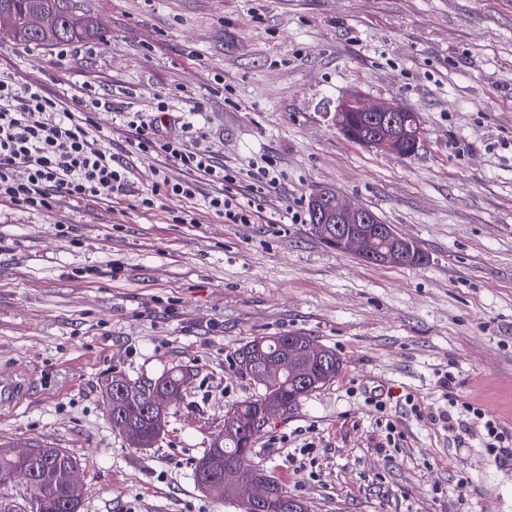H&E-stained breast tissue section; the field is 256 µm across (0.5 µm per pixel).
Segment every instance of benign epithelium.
Returning <instances> with one entry per match:
<instances>
[{
    "label": "benign epithelium",
    "instance_id": "1",
    "mask_svg": "<svg viewBox=\"0 0 512 512\" xmlns=\"http://www.w3.org/2000/svg\"><path fill=\"white\" fill-rule=\"evenodd\" d=\"M336 111L357 112L361 118L373 124L372 131L362 136L358 144L372 151L396 157L412 155L418 147L421 132L408 130L406 126V109L385 101L365 102L358 96L342 100ZM317 217L322 223L316 230L326 233L325 223L336 221V245L339 250L352 252L361 259L385 265H397L408 260V256L398 247L383 249L378 245V237L369 233L365 224L370 217L363 208L352 207L339 193L322 188L312 196ZM325 361V352L316 345H311L298 356L292 352H280L269 355L261 370V377L268 388L260 427L267 426L271 420L282 416L284 405L277 396V389L282 378L286 377L303 385H308L311 365ZM235 497L239 499L247 512H284L288 509V499L276 492V484L267 475L253 473L234 474ZM197 481L202 490L224 496V481L211 476V471L202 468L197 473Z\"/></svg>",
    "mask_w": 512,
    "mask_h": 512
}]
</instances>
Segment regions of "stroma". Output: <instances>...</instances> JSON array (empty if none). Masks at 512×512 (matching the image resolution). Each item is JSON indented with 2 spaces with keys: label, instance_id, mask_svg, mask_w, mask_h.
Segmentation results:
<instances>
[{
  "label": "stroma",
  "instance_id": "1",
  "mask_svg": "<svg viewBox=\"0 0 512 512\" xmlns=\"http://www.w3.org/2000/svg\"><path fill=\"white\" fill-rule=\"evenodd\" d=\"M80 2L106 38L0 42V69L147 120L166 97L170 132L194 120L187 149L223 160L254 217L227 224L199 199L194 224L172 223L169 200L134 208L163 160L94 113L131 195L0 208V377L28 386L0 409V439L76 457L81 512H241L198 488L194 463L258 392L237 349L303 333L342 368L266 428L250 466L307 512H512V0ZM353 94L417 113L415 154L344 137L334 114ZM261 157L277 180L258 192ZM323 187L425 262L327 245L307 211ZM177 369L191 379L164 434L133 447L108 419L105 380ZM488 418L503 447H488Z\"/></svg>",
  "mask_w": 512,
  "mask_h": 512
}]
</instances>
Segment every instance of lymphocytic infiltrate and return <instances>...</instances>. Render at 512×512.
<instances>
[{
	"label": "lymphocytic infiltrate",
	"instance_id": "f902f5d3",
	"mask_svg": "<svg viewBox=\"0 0 512 512\" xmlns=\"http://www.w3.org/2000/svg\"><path fill=\"white\" fill-rule=\"evenodd\" d=\"M102 106L98 98L50 95L34 77L0 73V204L38 215L63 197L82 203L127 195L126 166L95 133L91 114ZM120 117L132 148L164 157L184 173L173 180L157 170L151 188L137 196L139 208L154 209L163 199L194 200L205 180L216 187L205 202L208 211L228 224L251 223V205L223 189L235 180L223 160L206 149L186 150L182 137L164 134L162 125L145 122L139 113L124 111Z\"/></svg>",
	"mask_w": 512,
	"mask_h": 512
}]
</instances>
